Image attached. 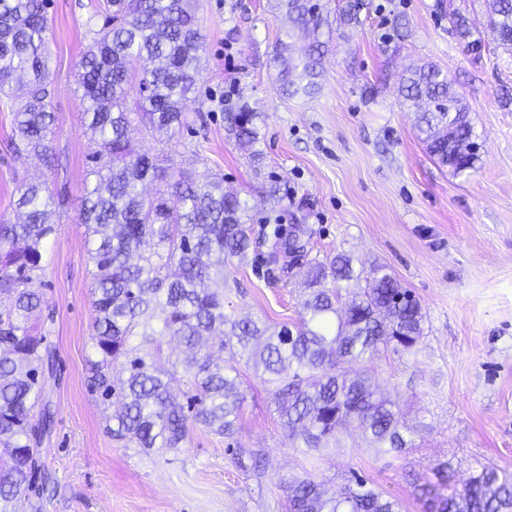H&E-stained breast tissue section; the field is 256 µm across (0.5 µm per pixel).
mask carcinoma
Masks as SVG:
<instances>
[{"mask_svg":"<svg viewBox=\"0 0 512 512\" xmlns=\"http://www.w3.org/2000/svg\"><path fill=\"white\" fill-rule=\"evenodd\" d=\"M365 0H337L336 22L356 25ZM490 25L499 44L512 50V0H490ZM273 8L311 42L292 59V35L277 40L276 83L287 96L310 95L321 73L328 24L321 0H274ZM105 23L79 62L81 100L96 150L85 182L79 223L85 225L96 267L91 388L103 403L116 399L112 435L142 450L178 449L188 423L230 438L244 402L240 368L224 365V353L244 361L273 387L276 411L301 453L318 459L330 440L355 425L380 451L402 452L412 441L401 431L392 403L376 397L365 375L346 365L371 363L388 353H410L423 336L419 301L382 266H356L343 253L308 263L307 296L297 326L271 327L239 320L224 307V268L255 257L266 276L283 258L305 252L295 224L284 234L278 180L264 185L270 209L257 236L252 207L224 191V176L202 181L179 174L167 189L144 194L158 177L155 159L132 145L138 125L168 136L182 128L195 93L204 35L193 0H97ZM46 0H0V98L12 112L11 145L18 160L34 154L48 166L56 152L49 104L50 50ZM403 105L417 113L416 126L431 157L462 173L478 160L468 108L453 83L431 64L411 71L401 87ZM227 131L254 168L263 167L258 114L245 101L221 104ZM66 195L39 182L17 188L19 221L0 224V512H17L38 472L41 437L55 412L43 395L46 344L43 298L35 287L47 240L55 233L53 210ZM267 250H260L261 246ZM364 281L355 292L339 283ZM177 338L190 358L162 365L164 345ZM192 378L186 406L170 400L178 376ZM423 490L427 512H512V474L482 470L448 489L444 467ZM289 512H401V504L360 475L327 497L314 479L288 484Z\"/></svg>","mask_w":512,"mask_h":512,"instance_id":"cac0c4a2","label":"carcinoma"}]
</instances>
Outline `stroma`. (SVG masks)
I'll return each instance as SVG.
<instances>
[{
    "label": "stroma",
    "instance_id": "stroma-1",
    "mask_svg": "<svg viewBox=\"0 0 512 512\" xmlns=\"http://www.w3.org/2000/svg\"><path fill=\"white\" fill-rule=\"evenodd\" d=\"M272 0H197L205 37L202 69L184 126L157 140L133 129L135 145L166 173L223 174L226 189L248 199L255 218L266 203L256 177L224 129L215 102L247 101L260 115L265 175L277 176L283 228L305 224L312 254L342 252L386 265L420 301L425 335L413 355L374 362L373 384L399 409L412 448L382 454L360 431L339 432L316 463L283 428L267 384L242 369L245 395L233 437L190 426L182 448L146 452L106 430L107 412L88 389L92 262L77 220L94 146L78 93L79 61L95 30L96 0H47L50 98L58 160H16L11 114L0 104V223L16 221L13 203L25 180L64 191L54 212L38 288L53 317L54 367L44 394L55 424L42 443L51 481L22 499L19 512H288L297 477L339 493L359 473L403 512H424L418 487L446 466L457 481L482 468L512 472V52L488 26L486 0H451L468 20L479 51L468 50L437 0H372L359 25L334 32L312 96L283 95L272 55L283 30ZM408 22L398 49L381 51L395 18ZM429 63L463 97L480 146L475 169L456 174L435 164L399 105L406 70ZM304 261L273 281L252 259L232 260L224 276L227 312L270 324H296Z\"/></svg>",
    "mask_w": 512,
    "mask_h": 512
}]
</instances>
